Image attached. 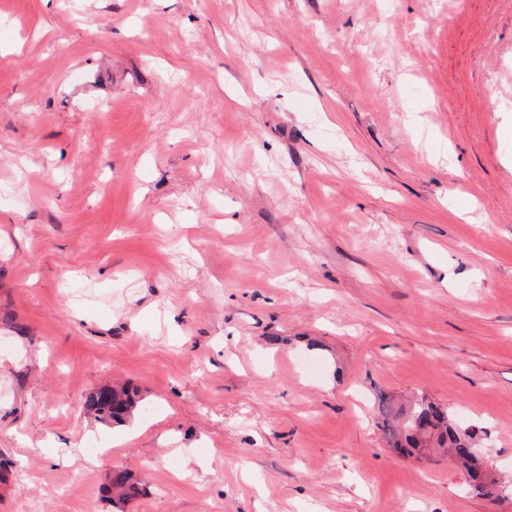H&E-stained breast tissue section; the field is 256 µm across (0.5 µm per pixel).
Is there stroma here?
<instances>
[{"label":"stroma","mask_w":512,"mask_h":512,"mask_svg":"<svg viewBox=\"0 0 512 512\" xmlns=\"http://www.w3.org/2000/svg\"><path fill=\"white\" fill-rule=\"evenodd\" d=\"M381 393L512 481V0H0V512H512ZM140 402L141 396L137 390L122 387L112 392V401L105 395L95 394L90 397L87 406L98 420L120 425L131 418ZM377 408L379 427L391 447L408 456H420L426 449L446 453L453 466L468 476L471 491L506 497L505 486L483 469L476 430L459 426L448 408L436 405L425 396L416 398L410 405L398 404L382 393L377 396ZM111 480L112 493L118 497L117 500L112 498V502H114V504L122 502L128 497L133 496L137 491V481L130 473H116Z\"/></svg>","instance_id":"35a3bbf8"}]
</instances>
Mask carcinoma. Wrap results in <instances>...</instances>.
<instances>
[{
    "label": "carcinoma",
    "instance_id": "1",
    "mask_svg": "<svg viewBox=\"0 0 512 512\" xmlns=\"http://www.w3.org/2000/svg\"><path fill=\"white\" fill-rule=\"evenodd\" d=\"M140 402L138 391L123 387L110 398L102 394L91 396L88 407L98 420L120 425L131 418ZM377 408L379 427L391 447L408 456H419L427 449L446 453L453 466L468 476L471 491L484 496H503L504 486L483 468L476 430L459 426L448 409L425 396L406 405L382 393L377 396ZM136 491L137 481L132 474L119 472L112 477V493L118 501H124Z\"/></svg>",
    "mask_w": 512,
    "mask_h": 512
}]
</instances>
